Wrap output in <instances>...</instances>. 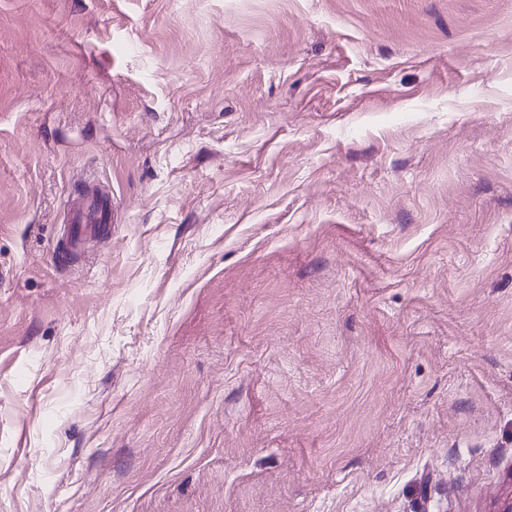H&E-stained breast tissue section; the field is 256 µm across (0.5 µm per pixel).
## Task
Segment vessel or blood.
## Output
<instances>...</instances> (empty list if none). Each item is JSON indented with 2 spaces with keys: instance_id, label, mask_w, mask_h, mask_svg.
Here are the masks:
<instances>
[{
  "instance_id": "obj_1",
  "label": "vessel or blood",
  "mask_w": 512,
  "mask_h": 512,
  "mask_svg": "<svg viewBox=\"0 0 512 512\" xmlns=\"http://www.w3.org/2000/svg\"><path fill=\"white\" fill-rule=\"evenodd\" d=\"M67 230L57 241L54 253L57 261H68L79 251L89 232H101L111 222L109 203L97 196L72 198L66 202Z\"/></svg>"
}]
</instances>
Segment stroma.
Returning <instances> with one entry per match:
<instances>
[{"instance_id": "1", "label": "stroma", "mask_w": 512, "mask_h": 512, "mask_svg": "<svg viewBox=\"0 0 512 512\" xmlns=\"http://www.w3.org/2000/svg\"><path fill=\"white\" fill-rule=\"evenodd\" d=\"M511 503L512 0H0V512ZM67 231L57 241L54 253L58 262H66L79 251L87 234L101 233L103 224L112 221L109 203L98 197L72 198L66 201Z\"/></svg>"}]
</instances>
